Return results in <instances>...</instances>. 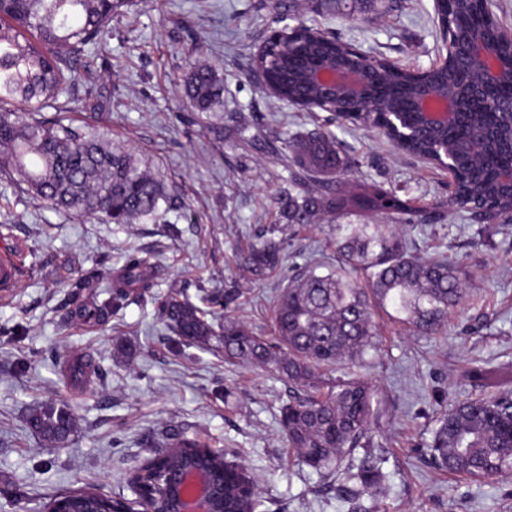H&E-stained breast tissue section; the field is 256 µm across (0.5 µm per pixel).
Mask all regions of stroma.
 Returning <instances> with one entry per match:
<instances>
[{"mask_svg": "<svg viewBox=\"0 0 512 512\" xmlns=\"http://www.w3.org/2000/svg\"><path fill=\"white\" fill-rule=\"evenodd\" d=\"M279 0H131L113 18L104 56L88 57L69 108L100 95L94 134L129 148L170 193L157 220L104 224L49 208L0 174V241L19 242L25 277L0 298V512H41L53 496L89 489L133 498L129 477L167 433L207 442L243 460L262 501L257 512H350L335 484L299 465L279 432L288 387L269 372L225 364L219 349L176 346L155 301L180 292L197 302L238 290L212 321L243 319L267 334L280 291L311 263L332 266L328 242L354 214L298 227L275 224L272 200L293 185L283 139L326 128V115L274 98L253 58L284 11ZM293 12L365 54L403 67L430 66L442 47L432 0H382L368 20L319 16L307 0ZM224 75V106L196 111L182 91L190 66ZM359 178L394 189L436 224L407 232L415 257L444 255L472 273V299L442 336L419 337L376 313L377 352L362 373L380 390L375 448L384 450L386 488L377 512H512V478L470 481L434 468L428 444L449 401L481 388L461 370L512 368V223L484 234L448 215L446 169L396 151L377 131L335 128ZM274 224L283 269L257 281L235 258L238 243ZM147 259L153 286L113 308L107 324L69 321L67 304L84 277L98 278L99 301L129 254ZM93 359L87 388L67 382L69 361ZM67 404L77 430L62 447L29 428L36 406Z\"/></svg>", "mask_w": 512, "mask_h": 512, "instance_id": "obj_1", "label": "stroma"}]
</instances>
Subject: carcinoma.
I'll return each instance as SVG.
<instances>
[{"instance_id": "cac0c4a2", "label": "carcinoma", "mask_w": 512, "mask_h": 512, "mask_svg": "<svg viewBox=\"0 0 512 512\" xmlns=\"http://www.w3.org/2000/svg\"><path fill=\"white\" fill-rule=\"evenodd\" d=\"M130 0H0V173L50 207L75 211L105 224H137L156 218L168 201V188L128 149L112 145L46 108L74 88L84 59L100 47L112 16ZM301 33L265 43L253 67L270 76L278 93L312 110L328 112L343 124L344 114L359 112L363 124L377 118L362 102L323 100L299 75L317 60L351 59L346 43L319 37L305 23ZM479 34L504 58L512 56V31L479 0H450L445 35L453 43ZM476 68L448 67L439 80L463 95L453 124L427 132L417 129L414 97L407 70L383 58H371L370 99L394 115L393 146L446 168L453 165L459 180L450 187L448 205L470 219L489 223L480 208L503 214L512 211V194L497 182L500 170L512 166V112L501 104L512 101V80L473 89ZM185 95L199 112L224 104V76L218 68L192 66L184 79ZM288 165L294 167L296 192L276 198L277 223L307 225L319 217L342 212L394 217L393 224H338L334 243L337 264L318 274L311 265L280 293L271 317V336H258L245 322L224 317L215 332L210 312L177 292L158 300L160 318L182 343L207 347L219 343L224 362L264 368L288 384V402L280 407L279 426L289 450L323 479H334L353 512H375L360 496L384 479L383 458L373 451L374 425L380 398L362 377L332 378L329 372L360 363L377 349L374 311L420 335H436L469 301L468 272L443 257L420 260L406 251L407 227L422 220L419 211L392 190L357 181L336 186L338 170L354 165L342 156L336 135L310 132L289 138ZM245 240L236 257L259 280L282 267L280 243L270 237ZM146 261L130 255L112 280V298L120 303L133 292L152 287ZM112 314L89 292L71 311L85 323L106 322ZM461 379L490 384L491 372L481 366L461 371ZM29 422L51 447L66 443L76 421L65 405H39ZM176 452L168 467L203 468L215 478L213 512H255L234 485H224V453H200L203 444L175 438L165 444ZM430 461L451 474L472 481L512 477V398L491 391L453 400L439 422L430 445ZM65 498L78 512H113L120 502H106L94 492L77 490Z\"/></svg>"}]
</instances>
